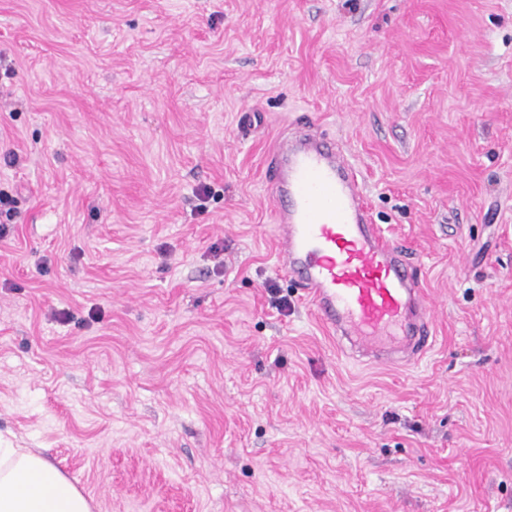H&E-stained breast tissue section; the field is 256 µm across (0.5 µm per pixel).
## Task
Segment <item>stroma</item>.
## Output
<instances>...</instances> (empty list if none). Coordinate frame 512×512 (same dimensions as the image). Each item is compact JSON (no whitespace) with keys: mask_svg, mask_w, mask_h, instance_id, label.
<instances>
[{"mask_svg":"<svg viewBox=\"0 0 512 512\" xmlns=\"http://www.w3.org/2000/svg\"><path fill=\"white\" fill-rule=\"evenodd\" d=\"M305 115L418 267L412 365L280 268ZM0 191V446L91 512H512V0H0Z\"/></svg>","mask_w":512,"mask_h":512,"instance_id":"1","label":"stroma"}]
</instances>
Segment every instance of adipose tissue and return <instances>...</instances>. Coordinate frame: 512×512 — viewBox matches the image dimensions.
Masks as SVG:
<instances>
[{
	"label": "adipose tissue",
	"instance_id": "1",
	"mask_svg": "<svg viewBox=\"0 0 512 512\" xmlns=\"http://www.w3.org/2000/svg\"><path fill=\"white\" fill-rule=\"evenodd\" d=\"M0 512H91V507L41 453L0 448Z\"/></svg>",
	"mask_w": 512,
	"mask_h": 512
}]
</instances>
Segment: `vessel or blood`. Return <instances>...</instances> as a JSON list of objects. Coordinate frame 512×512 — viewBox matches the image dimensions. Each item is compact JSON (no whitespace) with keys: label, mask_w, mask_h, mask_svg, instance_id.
<instances>
[{"label":"vessel or blood","mask_w":512,"mask_h":512,"mask_svg":"<svg viewBox=\"0 0 512 512\" xmlns=\"http://www.w3.org/2000/svg\"><path fill=\"white\" fill-rule=\"evenodd\" d=\"M267 173L282 268L338 348L369 364L421 359L433 308L406 247L373 223L343 148L305 119L277 141Z\"/></svg>","instance_id":"1"}]
</instances>
